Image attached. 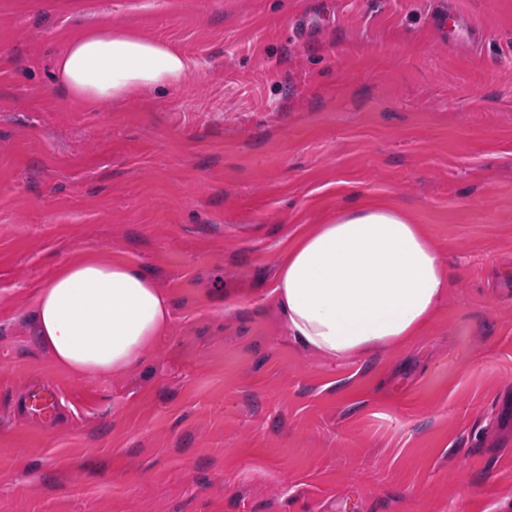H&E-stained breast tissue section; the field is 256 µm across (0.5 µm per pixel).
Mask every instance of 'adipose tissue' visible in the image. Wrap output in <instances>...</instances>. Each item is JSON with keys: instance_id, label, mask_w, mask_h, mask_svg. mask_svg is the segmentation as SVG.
Returning a JSON list of instances; mask_svg holds the SVG:
<instances>
[{"instance_id": "ef3b65f1", "label": "adipose tissue", "mask_w": 512, "mask_h": 512, "mask_svg": "<svg viewBox=\"0 0 512 512\" xmlns=\"http://www.w3.org/2000/svg\"><path fill=\"white\" fill-rule=\"evenodd\" d=\"M188 59L163 42L99 23L71 37L54 79L105 103L179 82ZM448 288L438 251L400 211L340 210L281 261L276 293L291 335L337 359L419 335ZM167 296L143 271L89 256L63 265L35 298L34 334L57 365L91 377L137 366L170 324Z\"/></svg>"}]
</instances>
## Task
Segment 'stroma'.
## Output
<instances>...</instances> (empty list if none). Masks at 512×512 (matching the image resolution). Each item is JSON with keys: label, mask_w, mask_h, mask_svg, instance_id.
<instances>
[{"label": "stroma", "mask_w": 512, "mask_h": 512, "mask_svg": "<svg viewBox=\"0 0 512 512\" xmlns=\"http://www.w3.org/2000/svg\"><path fill=\"white\" fill-rule=\"evenodd\" d=\"M101 20L192 70L64 96L56 59ZM364 203L422 226L448 294L419 336L338 360L274 288ZM91 253L172 319L136 367L79 377L33 304ZM35 383L63 394L53 423L24 412ZM0 512H512V0H0Z\"/></svg>", "instance_id": "stroma-1"}]
</instances>
